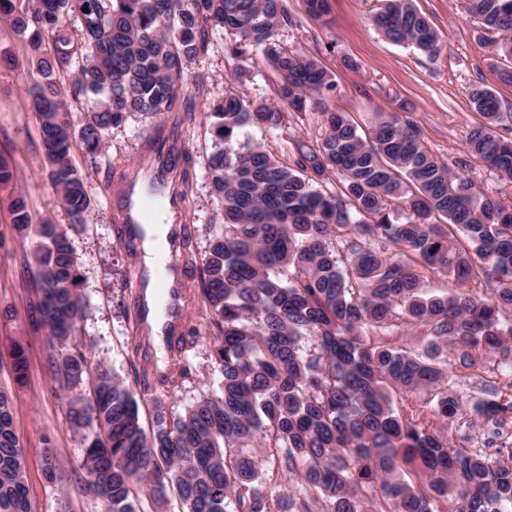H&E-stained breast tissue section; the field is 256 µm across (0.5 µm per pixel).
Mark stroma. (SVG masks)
<instances>
[{"label": "stroma", "mask_w": 512, "mask_h": 512, "mask_svg": "<svg viewBox=\"0 0 512 512\" xmlns=\"http://www.w3.org/2000/svg\"><path fill=\"white\" fill-rule=\"evenodd\" d=\"M413 4L439 35L437 56L392 42L374 27L373 17L382 10L384 0H328L329 12L320 21L307 14L304 0H288L291 21L277 31L275 43L316 56L327 67L335 80L333 88L323 94L330 109L349 113L361 124L373 112L409 113L432 154L479 190L512 204V184L501 180L482 160L467 156L465 147L469 130L482 121L470 103L471 90L478 85L494 89L502 112L497 131L512 141V82L503 78L504 72L512 70V60L495 53L490 33L481 31L468 0H413ZM206 40L204 53L184 73L186 91L196 94L202 116L184 139L193 173L188 195L191 240L201 254L224 220L208 165L213 141L205 118L207 106L229 91L250 102L271 104L277 100L279 83L261 49L250 46L242 55L232 54L230 48L238 38L219 27L208 28ZM1 53L12 55L16 64L0 69V156L14 172L9 183L0 185V392L11 402L30 512H104L101 499L85 488L80 468L83 442L71 430L67 403L58 392L54 374L58 348L48 329L32 317L40 294L28 260L39 240L16 229L10 203L24 197L33 223L49 222L68 230L87 304L79 335L89 345V365L130 377L132 364L139 361L131 345V274L136 259L120 243L112 197L116 182L136 169L156 120L131 114L112 127L96 156L76 151L77 164L87 176L91 211L85 226L72 230L73 219L44 161L38 122L27 96L28 86L38 75L28 63L24 39L0 19ZM321 137L320 113L310 107L299 113L285 112L275 128L244 126L231 146L240 151L260 143L287 163L295 140L314 145ZM207 322L204 312L191 310L188 325L201 336L190 354L197 377L176 395L162 397L167 414L184 413L201 394L220 386L222 375L210 353ZM18 347L26 356L21 374L12 359ZM449 373L458 397L467 403L491 390H504L512 380L495 353L481 356L472 367L452 365ZM47 449L63 465V480L46 477L43 452Z\"/></svg>", "instance_id": "obj_1"}]
</instances>
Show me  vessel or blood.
I'll return each mask as SVG.
<instances>
[{
	"mask_svg": "<svg viewBox=\"0 0 512 512\" xmlns=\"http://www.w3.org/2000/svg\"><path fill=\"white\" fill-rule=\"evenodd\" d=\"M157 158H149L143 167L144 181L128 186L113 199L115 206L123 213V234L121 244L131 247L141 244L145 227L151 222L154 212L166 214L169 229L167 239L171 248H178L188 236L187 198L173 194L168 182L181 168L180 157L169 158L167 171H160ZM135 297L143 312V323L159 339H166L177 331L184 321L179 300L185 288L180 266L167 262L160 272L148 274L138 272Z\"/></svg>",
	"mask_w": 512,
	"mask_h": 512,
	"instance_id": "obj_1",
	"label": "vessel or blood"
}]
</instances>
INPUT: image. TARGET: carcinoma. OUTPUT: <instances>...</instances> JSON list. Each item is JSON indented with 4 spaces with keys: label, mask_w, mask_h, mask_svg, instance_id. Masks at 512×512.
I'll list each match as a JSON object with an SVG mask.
<instances>
[{
    "label": "carcinoma",
    "mask_w": 512,
    "mask_h": 512,
    "mask_svg": "<svg viewBox=\"0 0 512 512\" xmlns=\"http://www.w3.org/2000/svg\"><path fill=\"white\" fill-rule=\"evenodd\" d=\"M470 9L498 35L496 52L512 57V0H470ZM0 17L33 55L39 80L28 95L41 149L76 228L91 198L73 145L95 156L128 112L161 116L176 132L193 125L184 72L205 51L207 26L266 47L281 75L277 104L229 94L209 105L224 232L203 256L189 241L178 255L198 274L189 301L209 315L219 392L171 418L153 398L148 432L124 379L90 370L80 345L56 357L60 389H89L88 398L68 401L69 420L86 442L81 469L87 486L102 489L105 512H143L144 500L160 508L172 489L186 512H512V451L503 459L455 448L446 429L512 413V400L495 393L463 406L448 374L451 356L471 366L479 351L500 353L512 370V319H504L512 311L511 207L433 155L405 113L374 112L365 130L328 109L322 91L333 80L322 63L271 47L289 21L287 0H0ZM373 23L393 42L439 52L436 30L412 0H386ZM77 56L84 63L68 88L62 78ZM70 98L85 101L76 123ZM311 99L323 136L315 148L296 141L293 164L261 144L221 146L245 124L281 125L282 107L300 111ZM471 103L484 123L469 132L467 153L512 181V142L496 131L498 99L477 87ZM165 145L180 151L159 125L150 147ZM332 171L343 179L338 197L315 188ZM12 213L18 228L31 227L24 199ZM34 231L35 313L70 345L86 305L68 233L55 224ZM348 234L342 252L336 240ZM428 272L461 288L429 295ZM484 277L498 284L494 296L463 290ZM412 331L424 340L419 348L385 339ZM198 343L194 331L169 342L164 362L132 369L135 387L182 390ZM420 391L435 424L402 405ZM18 448L0 393V512H29ZM44 465L49 480L62 479L49 450ZM272 474L283 480L276 496L266 486Z\"/></svg>",
    "instance_id": "carcinoma-1"
}]
</instances>
